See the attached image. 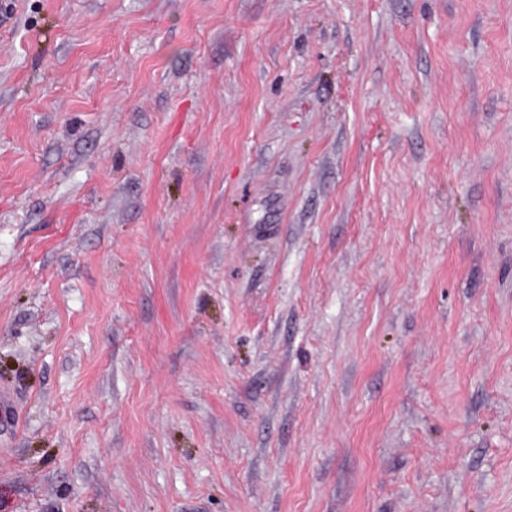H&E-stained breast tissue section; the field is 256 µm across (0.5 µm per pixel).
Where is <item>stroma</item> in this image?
<instances>
[{
    "mask_svg": "<svg viewBox=\"0 0 512 512\" xmlns=\"http://www.w3.org/2000/svg\"><path fill=\"white\" fill-rule=\"evenodd\" d=\"M0 512H512V0H0Z\"/></svg>",
    "mask_w": 512,
    "mask_h": 512,
    "instance_id": "obj_1",
    "label": "stroma"
}]
</instances>
